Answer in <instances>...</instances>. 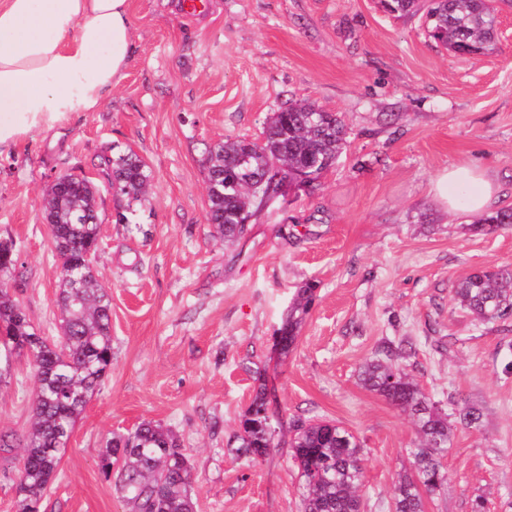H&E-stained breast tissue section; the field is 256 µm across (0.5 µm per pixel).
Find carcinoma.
<instances>
[{
    "label": "carcinoma",
    "mask_w": 512,
    "mask_h": 512,
    "mask_svg": "<svg viewBox=\"0 0 512 512\" xmlns=\"http://www.w3.org/2000/svg\"><path fill=\"white\" fill-rule=\"evenodd\" d=\"M397 16L414 15L419 0H379ZM428 34L451 52L489 50L498 24L486 0H429ZM346 128L334 112L309 100H295L273 113L261 142L220 140L207 149L208 221L226 242L246 230L242 221L256 217L285 184L302 174L317 180L336 162L345 146ZM99 170L108 184L119 187L125 201L117 222L145 197L151 171L132 150L100 157ZM97 187L76 177L62 190L48 187L43 207L52 242L63 260L57 289L61 335L35 332L15 288L0 278V383L6 381L13 355L26 352L36 373L29 425L18 437L0 431V449H21L16 476L15 512H40L41 501L54 480L74 426L89 398L100 389L112 366L111 303L85 256L98 249L100 215ZM512 224V208L484 215L476 231H496ZM14 243L0 239V274L16 269ZM459 306L482 322L512 318V265L467 275L454 288ZM313 300V288L298 293L288 320L280 329L281 350L295 341L301 315ZM406 344L389 343L382 357L365 362L359 381L368 390L408 413L419 438L407 449L411 468L399 480L391 512H425L426 500L444 485L442 458L454 445L458 430H478L482 410L471 403L439 406L406 372L401 360ZM266 386L260 385L245 414L237 439L247 455L262 456L272 447L265 415ZM293 460L304 478V512H363L365 448L345 427L324 419L297 420L289 441ZM100 468L114 482L128 512H195L190 459L177 435L153 421L126 433H114L100 449Z\"/></svg>",
    "instance_id": "obj_1"
}]
</instances>
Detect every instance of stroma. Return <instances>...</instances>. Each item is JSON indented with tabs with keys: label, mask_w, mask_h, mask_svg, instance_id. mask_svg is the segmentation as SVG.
Segmentation results:
<instances>
[{
	"label": "stroma",
	"mask_w": 512,
	"mask_h": 512,
	"mask_svg": "<svg viewBox=\"0 0 512 512\" xmlns=\"http://www.w3.org/2000/svg\"><path fill=\"white\" fill-rule=\"evenodd\" d=\"M493 50L459 55L431 39L422 15L378 0H129L135 53L95 108L0 150V237L18 255V297L38 333H60L61 262L42 200L55 176L98 188L96 272L112 304V367L89 399L43 512H127L99 465L103 440L142 421L174 429L193 474L197 512H301L289 426L326 418L365 448V512L391 502L411 467L409 417L359 382L386 340L409 342L404 366L434 400L477 404L480 430L457 432L448 481L426 512H512V319L481 323L451 292L468 274L512 264V227L468 232L433 181L478 163L512 207V0H497ZM342 116L347 144L306 188L271 201L244 236L224 242L205 219V150L259 141L292 99ZM133 150L153 179L136 224L96 165ZM314 285L288 354L278 330ZM267 388L274 446L237 451L240 422ZM34 370L14 357L0 385V430L28 427Z\"/></svg>",
	"instance_id": "35a3bbf8"
}]
</instances>
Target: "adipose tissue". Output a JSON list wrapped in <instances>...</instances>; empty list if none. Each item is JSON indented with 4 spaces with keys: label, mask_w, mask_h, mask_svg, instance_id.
Here are the masks:
<instances>
[{
    "label": "adipose tissue",
    "mask_w": 512,
    "mask_h": 512,
    "mask_svg": "<svg viewBox=\"0 0 512 512\" xmlns=\"http://www.w3.org/2000/svg\"><path fill=\"white\" fill-rule=\"evenodd\" d=\"M134 51L128 0H0V147L95 108ZM461 182L473 187L470 211L491 208L496 187L477 164L443 172L436 202L454 208Z\"/></svg>",
    "instance_id": "1"
}]
</instances>
